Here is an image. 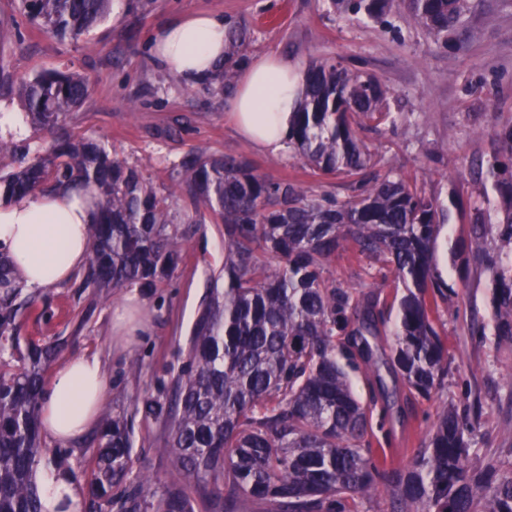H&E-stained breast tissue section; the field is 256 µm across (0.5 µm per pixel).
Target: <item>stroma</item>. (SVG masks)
Masks as SVG:
<instances>
[{"label":"stroma","mask_w":512,"mask_h":512,"mask_svg":"<svg viewBox=\"0 0 512 512\" xmlns=\"http://www.w3.org/2000/svg\"><path fill=\"white\" fill-rule=\"evenodd\" d=\"M199 11H215L245 25L247 59L265 55L288 58L298 67L309 60L332 57L349 68L379 78L389 89L396 122L359 129V138L375 152L380 172L403 174L423 183L440 201L449 195L467 199L470 179L463 161L478 159L490 149L483 128L512 122V0H475L466 45L446 49L433 42L401 5L388 22L364 16L329 13L325 0H155L146 11H131L126 0H114L111 19L79 41L59 40L28 24L0 34V59L12 79L46 70H73L90 85V97L76 112V133L100 140L106 148L142 166L158 187H172V167L191 147L243 155L260 173L301 184L313 191L345 195L342 179L317 177L304 169L294 150L270 155L249 146L229 116L228 95L201 85H186L159 70L152 59L155 33ZM476 245L467 225H444L437 240L435 263L455 290L457 317H443L442 336L451 361L448 397L458 409L480 404V428L472 448H512L503 428L512 423V350L494 338L471 340L470 319H490L486 276L454 265L451 249ZM224 263L223 227L202 225L189 243L184 265L162 288H141L151 319L147 335L130 341L113 330L114 312L126 290L96 292L82 288L83 273L55 287L34 291L35 302L19 319L21 338L43 346L61 345L56 365L85 353L105 361L109 381L99 421L132 408L136 399L171 395L188 358L189 331L207 291L212 271ZM330 274L360 293L389 296L391 281L376 268L340 257ZM139 360L140 372L130 368ZM380 374L394 403L390 447L411 459L426 438L429 415L437 402L415 400L400 376ZM135 439L130 479L164 478L167 458L157 455L151 441L159 424L134 419ZM97 432L61 445L44 442L42 463L67 469L81 488L82 512H98L89 490Z\"/></svg>","instance_id":"1"}]
</instances>
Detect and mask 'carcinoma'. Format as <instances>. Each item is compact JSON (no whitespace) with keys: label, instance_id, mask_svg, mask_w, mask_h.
<instances>
[{"label":"carcinoma","instance_id":"carcinoma-1","mask_svg":"<svg viewBox=\"0 0 512 512\" xmlns=\"http://www.w3.org/2000/svg\"><path fill=\"white\" fill-rule=\"evenodd\" d=\"M339 14L382 22L392 0H327ZM113 0H19L24 20L78 40L110 16ZM433 40L456 49L473 0H406ZM224 61L202 82L229 93L246 65L245 28L224 20ZM305 91L289 146L314 174L338 176L351 194L314 193L274 181L243 156L193 147L174 164L175 190L153 185L136 163L75 135L73 113L89 97L86 78L41 72L16 81L23 118L43 132L31 150L0 136V203L68 187L96 209L85 284L98 290L161 288L183 262L195 224L224 226V266L210 276L192 323L188 367L173 396L147 399L159 422L154 442L167 476L126 484L134 435L116 413L97 440L90 484L116 512H364L382 489L388 512H512V448L470 454L478 413L443 405L410 462L381 459L392 417L387 397L362 400L350 373L381 381L377 335L396 309L389 359L408 389L430 400L448 388V350L438 301H451L433 262L451 210L415 179L382 175L356 128L395 123L389 92L374 76L329 58L303 70ZM489 154L472 164L469 208L460 213L488 273L493 336L512 349V124H495ZM350 253L392 278L391 303L336 282L329 267ZM22 272L0 249V512H41L36 480L44 373L61 346L21 342L16 320L31 303Z\"/></svg>","mask_w":512,"mask_h":512}]
</instances>
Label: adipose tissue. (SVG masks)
<instances>
[{"instance_id":"adipose-tissue-1","label":"adipose tissue","mask_w":512,"mask_h":512,"mask_svg":"<svg viewBox=\"0 0 512 512\" xmlns=\"http://www.w3.org/2000/svg\"><path fill=\"white\" fill-rule=\"evenodd\" d=\"M224 19L199 13L160 31L152 53L160 68L197 84L224 58ZM303 90L299 68L270 55L243 69L230 115L237 132L254 148L277 153L288 144L294 109ZM93 214L86 202L56 191L0 206V248L25 273L30 288H49L69 279L87 260ZM107 388V368L96 354H84L57 369L41 402L43 435L63 444L98 423ZM43 512H82V493L71 475L56 467L38 473Z\"/></svg>"}]
</instances>
